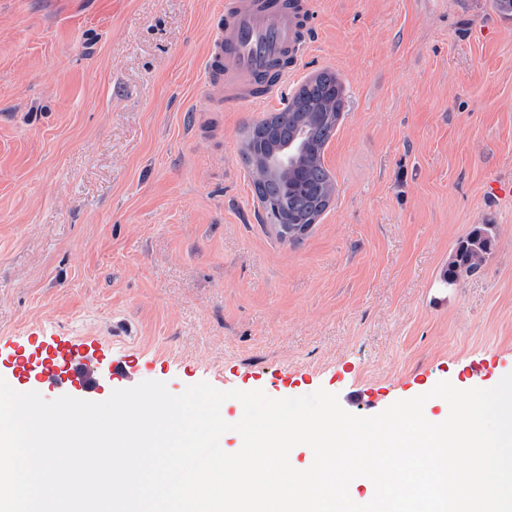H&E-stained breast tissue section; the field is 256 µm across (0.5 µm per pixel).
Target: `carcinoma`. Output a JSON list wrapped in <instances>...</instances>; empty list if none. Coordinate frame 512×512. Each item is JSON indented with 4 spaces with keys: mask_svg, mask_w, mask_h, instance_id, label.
<instances>
[{
    "mask_svg": "<svg viewBox=\"0 0 512 512\" xmlns=\"http://www.w3.org/2000/svg\"><path fill=\"white\" fill-rule=\"evenodd\" d=\"M343 108L342 87L336 76L322 71L303 82L295 91L288 107L260 121L267 125V137L260 150L266 155L278 149L297 134H306L311 145L302 161L307 181L298 187L293 182L274 176L263 180L270 206L264 209L265 221L278 224L285 214L301 217L321 216L328 204L327 190L333 185L329 171L316 158L336 131ZM493 248L490 225L476 228L460 241L448 260L446 280L453 283L463 275L477 273Z\"/></svg>",
    "mask_w": 512,
    "mask_h": 512,
    "instance_id": "carcinoma-1",
    "label": "carcinoma"
}]
</instances>
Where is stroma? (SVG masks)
<instances>
[{"label":"stroma","mask_w":512,"mask_h":512,"mask_svg":"<svg viewBox=\"0 0 512 512\" xmlns=\"http://www.w3.org/2000/svg\"><path fill=\"white\" fill-rule=\"evenodd\" d=\"M216 0H0V379L26 332L91 336L135 382H208L358 416L512 373V17L492 0H314L264 104L201 59ZM330 70L344 89L328 209L262 224L249 129ZM483 224L482 269L446 283Z\"/></svg>","instance_id":"35a3bbf8"}]
</instances>
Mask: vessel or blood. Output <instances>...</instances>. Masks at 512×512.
Here are the masks:
<instances>
[{"instance_id":"vessel-or-blood-1","label":"vessel or blood","mask_w":512,"mask_h":512,"mask_svg":"<svg viewBox=\"0 0 512 512\" xmlns=\"http://www.w3.org/2000/svg\"><path fill=\"white\" fill-rule=\"evenodd\" d=\"M312 8V0H219L203 70L226 105L262 103L273 85L287 81L286 61L297 60L309 42ZM26 342L40 349L41 362L34 365L19 356L20 375L39 377L51 386L92 381L95 339L32 333Z\"/></svg>"}]
</instances>
